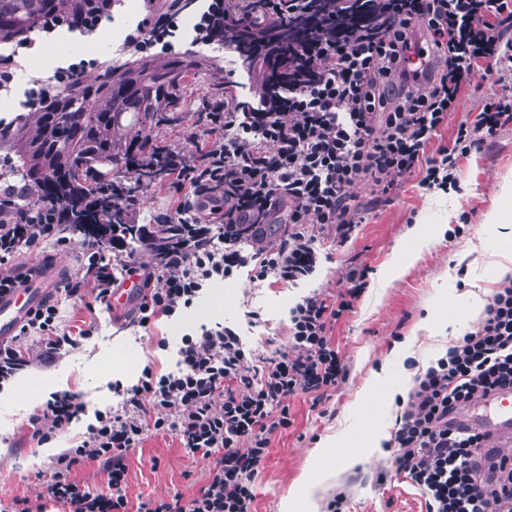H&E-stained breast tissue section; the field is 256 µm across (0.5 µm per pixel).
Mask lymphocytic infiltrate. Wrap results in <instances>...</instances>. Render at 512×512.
<instances>
[{
	"label": "lymphocytic infiltrate",
	"instance_id": "1",
	"mask_svg": "<svg viewBox=\"0 0 512 512\" xmlns=\"http://www.w3.org/2000/svg\"><path fill=\"white\" fill-rule=\"evenodd\" d=\"M196 9L193 43L245 57L252 87L246 100L223 92L211 97L204 105L210 122L195 152L170 151L168 187L178 204L153 221L202 230L147 271L132 253L108 258L103 245H88L86 263L63 287L71 298L93 289L105 304L120 275H141L139 325L191 307L207 281L246 267L253 280L297 284L319 259L311 225L342 245L362 222L353 186L367 182L374 201H385L417 173L420 186L447 190L457 182L459 156L480 149L512 120V97L488 98L477 123L458 125L452 148L428 152L464 86L479 75L512 72L504 44L512 0H373L371 20L362 25L349 22L352 0H198ZM144 10L124 50L147 60L175 53L180 0L163 10L157 0H144ZM308 19L314 29L306 39L275 46L274 32ZM99 68L83 60L52 79H33L29 110H44ZM283 70L287 82L274 84ZM283 207V232L261 244L259 226ZM72 221L70 211L54 205L0 211V284L12 282L20 248L67 244ZM350 308L347 299L304 296L289 312L291 345L261 366L233 328L185 337L177 371L158 377L144 370L121 411L97 412L81 444L56 458L49 497L68 512H255L252 480L272 436L291 425L288 397L326 392L347 376L329 330ZM58 314L57 301L46 300L19 330L43 337L45 363L74 343ZM507 388L512 275L474 331L417 376L400 416L395 461L422 491L426 512H512V469L485 453L481 432L452 421L461 407ZM84 410L78 397L56 396L35 418L36 432L50 439ZM150 430L176 432L184 448L210 459L208 481L192 498L129 502L128 453ZM84 460L101 463L107 492H91L72 477Z\"/></svg>",
	"mask_w": 512,
	"mask_h": 512
}]
</instances>
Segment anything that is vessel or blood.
<instances>
[{"label":"vessel or blood","mask_w":512,"mask_h":512,"mask_svg":"<svg viewBox=\"0 0 512 512\" xmlns=\"http://www.w3.org/2000/svg\"><path fill=\"white\" fill-rule=\"evenodd\" d=\"M30 271L20 274L14 284L0 288V342L15 336L29 315L53 294L59 282L60 263L49 265L35 260ZM487 416L462 410L457 422L475 428L487 436L486 446L498 460L512 466V391L502 390L480 398Z\"/></svg>","instance_id":"1"}]
</instances>
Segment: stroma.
Wrapping results in <instances>:
<instances>
[{
	"instance_id": "obj_1",
	"label": "stroma",
	"mask_w": 512,
	"mask_h": 512,
	"mask_svg": "<svg viewBox=\"0 0 512 512\" xmlns=\"http://www.w3.org/2000/svg\"><path fill=\"white\" fill-rule=\"evenodd\" d=\"M127 2V11H113L111 23L91 36V58L116 69L131 56L119 52L112 29L130 31L143 14L142 0ZM191 55L196 68L181 79L175 100L161 105L176 120L156 134L163 145L189 153L202 133L198 106L223 88L224 71L233 61L215 45L193 47ZM510 92V73L476 78L462 90L457 110L449 113L431 149L452 147L458 125L474 123L486 98ZM458 167L457 185L449 191H426L414 175L391 202L377 206L369 203L366 183L355 185L353 195L369 205L363 224L342 246L318 234L316 268L295 286L272 278L253 281L243 268L232 279L207 282L191 308L171 317L157 315L143 327L133 313L116 314L94 294L60 297V319L79 338L54 362H36L16 374L23 397L0 395V500L25 497L45 504L46 512H64L47 494L52 451L78 446L96 411L121 409L144 369L159 376L176 371L182 338L222 325L236 329L253 361H264L290 346V309L315 291L339 299L348 289L341 274L355 265L366 268L367 285L331 330L348 376L319 397L289 398L293 424L273 436L254 478L255 512H281L289 494L294 512H329L330 501L338 497L345 512H426L422 493L396 470L398 402L416 376L455 343L433 335L427 322L451 310L465 311L470 293L490 298L503 279L493 250L506 229L484 218L498 203L503 181L512 178V123L480 150L461 156ZM392 266L400 268L398 277L378 279L380 269ZM219 289L224 292L220 310L211 305ZM118 346L128 357L123 375L112 372V351ZM56 393L77 395L86 411L44 442L33 420ZM321 447L328 450L323 460L314 454ZM208 466V459L182 447L175 432L148 433L128 454L126 496L133 503L190 498L204 485Z\"/></svg>"
}]
</instances>
